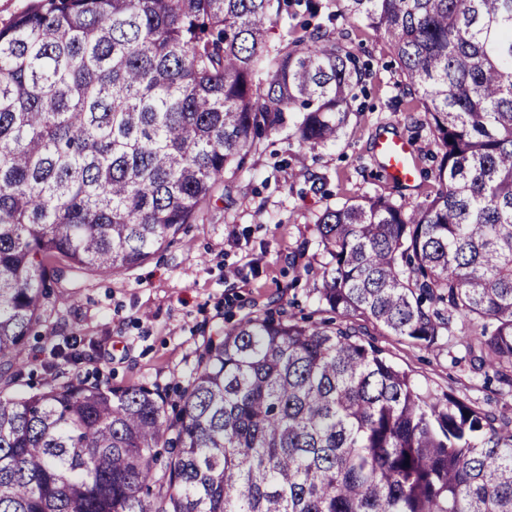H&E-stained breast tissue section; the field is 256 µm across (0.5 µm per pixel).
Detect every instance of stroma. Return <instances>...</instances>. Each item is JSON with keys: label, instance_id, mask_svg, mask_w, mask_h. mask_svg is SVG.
<instances>
[{"label": "stroma", "instance_id": "1", "mask_svg": "<svg viewBox=\"0 0 512 512\" xmlns=\"http://www.w3.org/2000/svg\"><path fill=\"white\" fill-rule=\"evenodd\" d=\"M334 25L349 29V46L366 70L336 144L312 150L284 130L262 137L228 189L204 202L194 223L150 260L115 275L68 273L50 281L42 325L26 343L23 377L13 382L0 368V392L24 395L82 380L156 387L176 401L209 337L269 307L317 308L315 287L327 257L315 221L326 206L376 194L425 201L433 180L398 186L385 177L375 151L382 135L403 138L423 171L435 167L439 153L429 132L410 127L409 99L390 45L344 19ZM361 331L423 392H449L512 421V389L473 374L457 342L473 333L469 322L456 320L453 340L428 349L367 322Z\"/></svg>", "mask_w": 512, "mask_h": 512}]
</instances>
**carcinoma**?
I'll return each instance as SVG.
<instances>
[{"instance_id": "1", "label": "carcinoma", "mask_w": 512, "mask_h": 512, "mask_svg": "<svg viewBox=\"0 0 512 512\" xmlns=\"http://www.w3.org/2000/svg\"><path fill=\"white\" fill-rule=\"evenodd\" d=\"M387 39L440 148L422 204L327 207L319 303L208 340L175 419L145 386L0 392V512H512V422L421 393L363 318L430 348L460 317L512 387V0H336ZM292 0H32L0 29V366L22 375L56 265L118 274L171 243L256 147L336 142L348 32ZM286 35L267 39L280 25ZM174 448L162 475L156 449Z\"/></svg>"}]
</instances>
